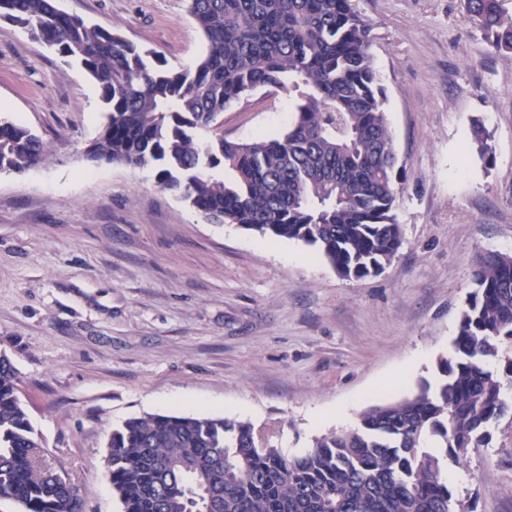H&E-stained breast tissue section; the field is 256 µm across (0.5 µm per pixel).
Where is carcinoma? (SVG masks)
<instances>
[{"label":"carcinoma","instance_id":"carcinoma-1","mask_svg":"<svg viewBox=\"0 0 512 512\" xmlns=\"http://www.w3.org/2000/svg\"><path fill=\"white\" fill-rule=\"evenodd\" d=\"M206 40L190 69L170 70L121 34L56 0H0V19L79 63L106 121L94 163L151 167L206 220L315 247L347 279L390 264L402 240L395 208L404 166L391 136L371 26L353 0H186ZM489 46L512 57L499 0H465ZM288 91L278 136L230 141L224 111L254 91ZM473 138L493 159L489 135ZM47 160L45 142L0 116V174ZM438 379L364 411L357 425L290 455L247 423L152 414L112 431L105 460L123 512H456L448 462L487 446L512 409V256L491 254L461 311ZM0 354V496L23 512H85L81 487L46 462L41 436Z\"/></svg>","mask_w":512,"mask_h":512}]
</instances>
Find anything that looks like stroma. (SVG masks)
<instances>
[{"label":"stroma","instance_id":"stroma-1","mask_svg":"<svg viewBox=\"0 0 512 512\" xmlns=\"http://www.w3.org/2000/svg\"><path fill=\"white\" fill-rule=\"evenodd\" d=\"M373 27L387 119L405 161L402 245L347 280L315 248L212 223L152 168L87 161L105 109L77 64L0 20V114L40 134L45 164L0 175V352L47 459L122 512L104 459L132 417L247 421L298 453L411 396L453 355L483 255H512V60L464 0H355ZM185 69L206 43L185 0H57ZM283 89L228 108L226 139L288 125ZM491 135L483 159L472 127ZM447 475L471 512H512V412Z\"/></svg>","mask_w":512,"mask_h":512}]
</instances>
